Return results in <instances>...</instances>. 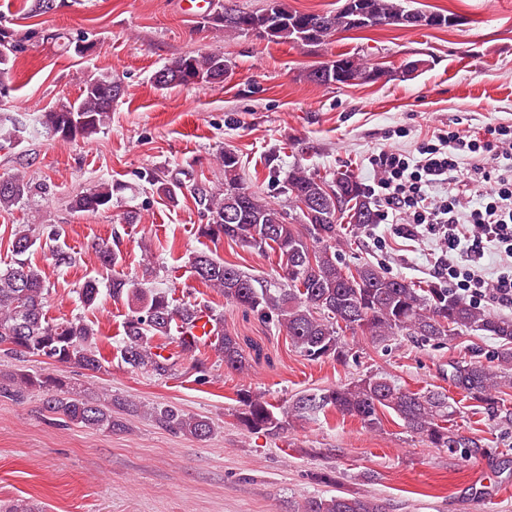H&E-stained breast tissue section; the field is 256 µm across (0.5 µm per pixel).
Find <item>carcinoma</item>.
I'll return each instance as SVG.
<instances>
[{"label": "carcinoma", "mask_w": 512, "mask_h": 512, "mask_svg": "<svg viewBox=\"0 0 512 512\" xmlns=\"http://www.w3.org/2000/svg\"><path fill=\"white\" fill-rule=\"evenodd\" d=\"M353 9L312 13L288 8L284 0H269L260 12L227 9L219 5L203 17V23L231 34L253 31L275 44L296 45L300 41L319 46L338 34L395 24V19L409 13L403 0H351ZM364 13L368 23H355L356 14ZM24 50L19 32L0 20V76L7 73L16 54ZM353 66L367 72L372 67L352 54L309 71L307 78L318 85L340 83L338 72ZM169 82L164 88L189 87L190 79L200 84L218 85L228 72L224 52L214 49L197 55L180 56L163 67ZM114 85L112 73L101 72L82 80L80 95L66 103L68 111L50 110L42 115V132L53 140L66 142L90 140L110 123L112 105L107 92ZM25 130L22 121L10 112L0 111V141L10 143ZM224 168V189L195 188L198 202L208 223L198 227L199 235L211 242L227 239L261 252L273 251L278 257L279 280L271 284L257 278L239 265L217 259L211 251H200L191 259L195 279L213 288L229 300L250 311L268 328L285 334L292 347L311 361L346 358V331L360 332L374 341L393 336H408L425 342L445 344L451 336L464 331H482L501 340L500 365L506 371L494 372L478 361H458L452 365V384L471 399L494 403L496 395L512 389V317L498 316L466 302L449 288H427L412 281L388 275L369 263L348 265L342 258L347 240L342 224L356 230L376 222L365 189L349 171L326 180L293 168L282 181L280 194L300 209L322 200L318 215L309 219L304 213L293 217L283 204L267 201L245 184L239 156L230 150L220 156ZM125 185L105 181L72 201L77 212L106 210L112 197ZM243 193L246 221L229 224L225 192ZM33 193L32 182L17 174L0 178V209L9 210ZM64 229L23 224L15 230L11 259L0 270V351L9 356H37L57 364L99 371L106 362L97 344L98 332L83 317L53 319L48 316L45 279L33 261L37 241L45 236L55 242L46 255L56 267L72 264L66 245L59 244ZM104 267H114L121 260L118 251L104 243L98 248ZM115 301L126 302L129 312L122 322L123 338L119 350L122 363L133 371L144 370L156 377H168L175 370L174 354H164L157 343L178 333L180 353L188 355L208 347L224 361L226 368L242 373L250 367L248 354L239 338L224 328V314L197 304L177 305L170 293L157 288H142L124 277L114 276L107 288ZM100 288L86 281L78 291L83 307L92 308L100 299ZM207 318L208 332L193 333L196 324ZM195 381L205 383L209 367L195 358L185 368ZM29 392L44 396L45 408L68 423L96 431H120L125 422L112 414V408L86 398L66 378L54 374L15 372L9 384L0 383V395L20 399ZM242 409L238 419L250 432L278 436L287 430L289 419L327 413L333 410L352 417L370 430L381 428L382 415L394 413L406 429L427 438L436 448H462L472 457L485 453L481 440L459 434L448 427L455 410L448 395L435 389L413 392L396 385L387 375L377 372L336 387L306 392L279 412L260 395L239 393ZM150 415L159 427L189 435L198 440L213 432L210 419L189 416L174 406L152 408ZM293 512H386L376 499L334 495L306 498Z\"/></svg>", "instance_id": "obj_1"}]
</instances>
